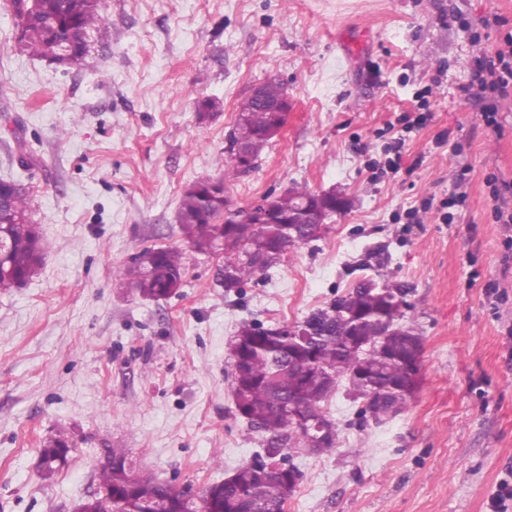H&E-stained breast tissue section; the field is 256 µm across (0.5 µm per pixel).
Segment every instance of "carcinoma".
<instances>
[{"instance_id":"1","label":"carcinoma","mask_w":512,"mask_h":512,"mask_svg":"<svg viewBox=\"0 0 512 512\" xmlns=\"http://www.w3.org/2000/svg\"><path fill=\"white\" fill-rule=\"evenodd\" d=\"M103 0H41L37 7L11 0V10L20 31V48L47 61L58 59L63 66L82 63L90 30L103 24ZM266 101H277L287 93L283 83L270 79L260 85ZM251 111L236 118L228 134L231 143L243 142L259 158L276 137L284 121L283 113L261 102H242ZM11 182L0 180V235L12 247L0 253V287L15 288L40 271L48 253V243L31 219L28 193L10 191ZM316 194L307 190L287 192L284 197H265L268 220L262 224H226L224 204L229 202L224 179H201L186 187L177 211V223L184 238L201 254L219 249L224 259L237 257L234 279L221 281L224 289H239L247 281L265 275L282 255L270 254L266 244L284 239L285 229L303 245L318 240V225L297 224L302 206H311ZM27 218L17 224L10 215ZM144 298L165 299L182 287V253L170 247L142 251L134 262L113 271ZM375 282L362 280L339 295L326 307L303 320L314 336V355L301 344L275 340L248 321L240 324L230 344L232 394L235 410L251 430L257 432L269 458L285 449L306 447L305 434L288 420L289 403L318 413L330 432L336 423L324 411L327 403L345 385L353 400H389L400 413L416 387L408 374V361L422 355L421 337L405 322L402 306L394 296L374 291ZM68 439L64 432L41 448V468L52 477L67 461ZM120 465L101 470L97 491L75 507V512H193L194 503L202 512H284L294 495L301 473H269L263 482L259 461L244 464L228 479L194 495L190 489L136 473L122 449H109Z\"/></svg>"}]
</instances>
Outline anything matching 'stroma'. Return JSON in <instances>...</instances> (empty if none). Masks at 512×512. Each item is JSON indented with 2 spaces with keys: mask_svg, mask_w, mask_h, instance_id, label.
Returning <instances> with one entry per match:
<instances>
[{
  "mask_svg": "<svg viewBox=\"0 0 512 512\" xmlns=\"http://www.w3.org/2000/svg\"><path fill=\"white\" fill-rule=\"evenodd\" d=\"M105 11L69 68L22 52L0 0V179L25 187L51 244L38 275L0 291V512H74L110 448L196 492L257 460L261 438L231 393L239 324L297 323L365 277L406 286L421 383L381 425L337 391L325 407L336 446L292 454L302 478L287 512H494L492 494L512 485V245L492 197L494 179L512 181V90L493 130L462 87L471 59L512 35V0H105ZM362 36L368 50L344 51ZM270 78L288 90L287 124L255 169L233 174L226 136ZM420 114L423 129L405 134L404 116ZM400 136V168L385 171ZM219 177L237 206L333 189L348 209L228 292L222 259L197 253L176 219L187 185ZM455 189L465 203L446 224ZM165 246L185 266L170 298L113 277ZM60 430L71 452L46 479L40 450Z\"/></svg>",
  "mask_w": 512,
  "mask_h": 512,
  "instance_id": "35a3bbf8",
  "label": "stroma"
}]
</instances>
